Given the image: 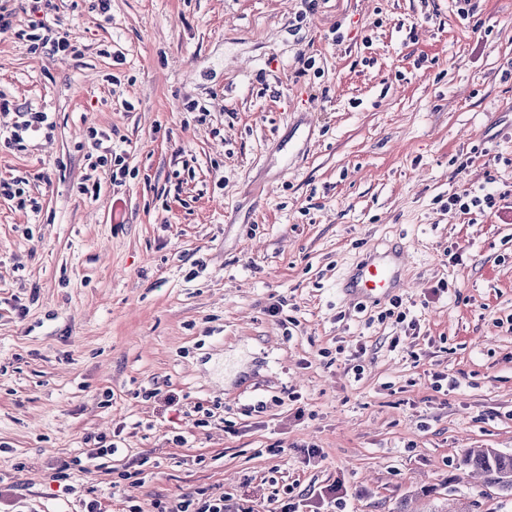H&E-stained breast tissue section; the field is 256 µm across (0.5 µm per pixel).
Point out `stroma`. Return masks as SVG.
Masks as SVG:
<instances>
[{
    "mask_svg": "<svg viewBox=\"0 0 512 512\" xmlns=\"http://www.w3.org/2000/svg\"><path fill=\"white\" fill-rule=\"evenodd\" d=\"M56 3L75 53L0 40V177L39 203L0 199L13 501L73 512L53 474L93 439L121 448L73 478L102 512H326L330 485L344 512H512L462 465L512 454V0ZM30 107L52 130L8 145ZM469 188L495 208L449 207ZM390 244L402 321L343 290Z\"/></svg>",
    "mask_w": 512,
    "mask_h": 512,
    "instance_id": "1",
    "label": "stroma"
}]
</instances>
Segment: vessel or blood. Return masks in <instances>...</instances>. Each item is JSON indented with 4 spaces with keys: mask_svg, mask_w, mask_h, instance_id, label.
<instances>
[{
    "mask_svg": "<svg viewBox=\"0 0 512 512\" xmlns=\"http://www.w3.org/2000/svg\"><path fill=\"white\" fill-rule=\"evenodd\" d=\"M406 264L404 251L373 250L353 268L346 283L351 300L382 302L399 296L407 286L403 276Z\"/></svg>",
    "mask_w": 512,
    "mask_h": 512,
    "instance_id": "b4317fda",
    "label": "vessel or blood"
}]
</instances>
